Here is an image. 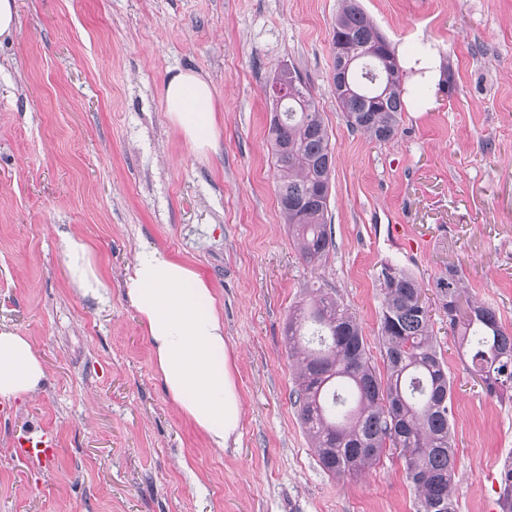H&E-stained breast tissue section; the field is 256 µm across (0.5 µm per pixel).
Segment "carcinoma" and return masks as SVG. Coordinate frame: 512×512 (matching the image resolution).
Listing matches in <instances>:
<instances>
[{"label":"carcinoma","mask_w":512,"mask_h":512,"mask_svg":"<svg viewBox=\"0 0 512 512\" xmlns=\"http://www.w3.org/2000/svg\"><path fill=\"white\" fill-rule=\"evenodd\" d=\"M376 30L359 9L341 7L332 38H345L348 52L371 61ZM388 66L379 84L353 74L359 95L340 100L349 126L385 142L398 132L409 96L395 51L380 47ZM302 101L273 104L268 134L277 172L280 209L288 219L300 258L316 267L334 248L328 234L329 188L334 159L316 98L297 89ZM378 342L384 374L372 366L355 315L324 288L288 317L284 335L295 369L293 404L321 468L330 475H359L387 448H396L416 489L419 512H457L453 496L455 445L450 413L452 383L437 350L433 323L416 277L386 264L380 277ZM434 288L448 328L467 356V370L491 397L512 390V332L496 310L469 295L463 271L449 266ZM501 512H512V465L500 473Z\"/></svg>","instance_id":"carcinoma-1"}]
</instances>
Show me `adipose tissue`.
Masks as SVG:
<instances>
[{
    "instance_id": "ef3b65f1",
    "label": "adipose tissue",
    "mask_w": 512,
    "mask_h": 512,
    "mask_svg": "<svg viewBox=\"0 0 512 512\" xmlns=\"http://www.w3.org/2000/svg\"><path fill=\"white\" fill-rule=\"evenodd\" d=\"M160 95L170 123L197 153L217 150L219 117L210 82L186 69L163 82ZM62 253L78 292L106 300V287L84 242L64 238ZM126 296L152 344L167 395L213 448L240 435L241 401L224 339V320L204 278L156 247L140 249L125 282ZM45 378L27 337L0 331V400L32 395Z\"/></svg>"
}]
</instances>
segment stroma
<instances>
[{"mask_svg": "<svg viewBox=\"0 0 512 512\" xmlns=\"http://www.w3.org/2000/svg\"><path fill=\"white\" fill-rule=\"evenodd\" d=\"M397 57L431 46L440 80L406 103L386 142L336 102L332 26L341 0H17L0 43V330L44 364L35 395L0 402V512H417L398 451L333 477L290 394L284 326L315 283L378 343L383 264L426 298L446 266L512 331V0H357ZM319 102L334 149V249L299 257L276 198L266 86L283 64ZM196 70L221 112L218 153L169 122L165 79ZM92 249L107 301L79 295L62 236ZM169 251L207 281L224 318L242 405L219 450L167 396L123 288L136 252ZM454 381L458 512H500L512 462V391L485 394L446 317L432 310ZM49 430L47 463L16 453Z\"/></svg>", "mask_w": 512, "mask_h": 512, "instance_id": "obj_1", "label": "stroma"}]
</instances>
